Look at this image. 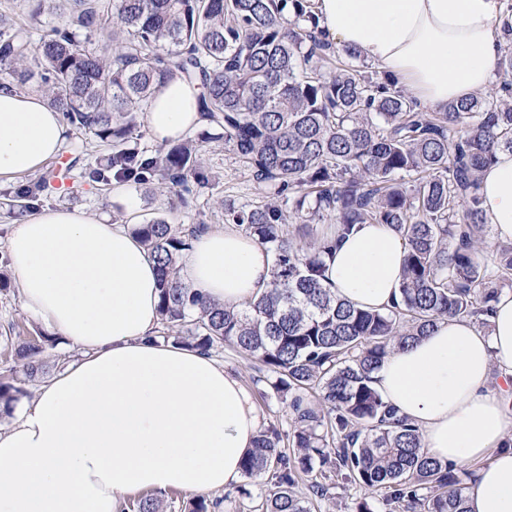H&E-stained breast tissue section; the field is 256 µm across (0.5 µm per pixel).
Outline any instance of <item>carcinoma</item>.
<instances>
[{
    "instance_id": "carcinoma-1",
    "label": "carcinoma",
    "mask_w": 512,
    "mask_h": 512,
    "mask_svg": "<svg viewBox=\"0 0 512 512\" xmlns=\"http://www.w3.org/2000/svg\"><path fill=\"white\" fill-rule=\"evenodd\" d=\"M24 22L0 20V85L34 77L49 106L108 147L96 182L145 184L159 176L179 199L212 176L203 143L224 136L264 192L261 205L224 204L272 256L269 288L238 306L210 303L177 271L190 240L165 218L132 225L159 272L160 334L178 346L250 358L265 394L289 409L288 443L260 430L243 461L259 486L258 512H322L331 475L386 491V512H467L457 469L430 457L419 430L393 418L372 373L395 347L445 317L486 323L500 288L512 287V246L488 266L479 173L512 151V47L497 66L500 99L472 96L436 112L365 70L356 50L334 72L312 0H27ZM56 16L39 38L42 17ZM203 88L207 129L153 154L130 145L155 89L172 75ZM46 180L13 191L15 214L35 208ZM309 224L329 231L306 239ZM383 224L407 254L399 300L365 310L325 284L336 238ZM14 365L0 371V403L27 395L55 346L43 333L7 336ZM20 366L23 376L16 375ZM309 482V493L299 490ZM221 505L202 496L187 512Z\"/></svg>"
}]
</instances>
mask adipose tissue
Returning <instances> with one entry per match:
<instances>
[{"label": "adipose tissue", "instance_id": "obj_1", "mask_svg": "<svg viewBox=\"0 0 512 512\" xmlns=\"http://www.w3.org/2000/svg\"><path fill=\"white\" fill-rule=\"evenodd\" d=\"M337 49H355L428 111L490 91L499 34L512 0H314ZM199 91L179 76L154 93L144 117L158 144L206 123ZM69 128L39 93L0 86V178L39 170ZM486 221L512 243V152L480 174ZM104 214L46 209L8 227L10 272L25 310L80 356L39 383L0 433V512H121L127 495L221 492L242 477L261 418L250 391L214 355L164 342L158 268L130 226ZM405 243L382 224L337 240L326 283L337 297L383 311L399 297ZM269 253L226 224L194 235L180 276L206 300L237 306L271 279ZM439 320L393 350L372 375L428 454L481 461L469 512H512V415L494 378L512 376V291L489 314Z\"/></svg>", "mask_w": 512, "mask_h": 512}]
</instances>
